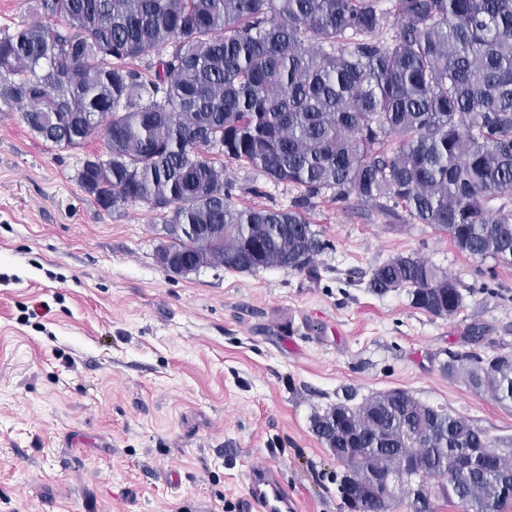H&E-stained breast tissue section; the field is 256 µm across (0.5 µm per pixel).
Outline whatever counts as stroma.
<instances>
[{
  "mask_svg": "<svg viewBox=\"0 0 512 512\" xmlns=\"http://www.w3.org/2000/svg\"><path fill=\"white\" fill-rule=\"evenodd\" d=\"M106 155L103 136L54 148L0 109V512H239L255 463L296 512H345L311 422L348 388H402L512 440V403L443 370L449 352L512 347V267L328 190L309 218L330 247L310 270L176 274L147 205L106 210L80 187L83 160ZM224 175L239 209L300 194L238 162ZM398 254L453 275L460 312L369 291Z\"/></svg>",
  "mask_w": 512,
  "mask_h": 512,
  "instance_id": "35a3bbf8",
  "label": "stroma"
}]
</instances>
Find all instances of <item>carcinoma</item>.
<instances>
[{"mask_svg":"<svg viewBox=\"0 0 512 512\" xmlns=\"http://www.w3.org/2000/svg\"><path fill=\"white\" fill-rule=\"evenodd\" d=\"M42 20L0 37V101L62 149L103 134L82 189L105 210L143 203L191 271L308 270L328 249L306 213L325 190L355 197L375 223L427 224L472 257L512 267V0H37ZM58 18L57 28L44 20ZM243 162L301 190L286 209L231 203L224 163ZM369 289L407 291L436 318L463 306L442 268L397 255ZM444 370L476 393L512 401V353L448 356ZM338 403L312 431L354 448L340 481L349 512H387L366 494L373 471L424 493L414 512L458 501L505 512L512 441L401 388Z\"/></svg>","mask_w":512,"mask_h":512,"instance_id":"obj_1","label":"carcinoma"}]
</instances>
